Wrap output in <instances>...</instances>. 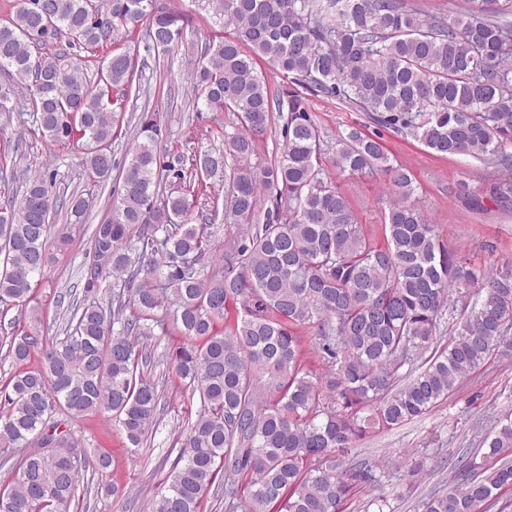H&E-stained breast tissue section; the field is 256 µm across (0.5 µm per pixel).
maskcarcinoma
Returning a JSON list of instances; mask_svg holds the SVG:
<instances>
[{"label":"carcinoma","mask_w":512,"mask_h":512,"mask_svg":"<svg viewBox=\"0 0 512 512\" xmlns=\"http://www.w3.org/2000/svg\"><path fill=\"white\" fill-rule=\"evenodd\" d=\"M202 2L228 34L201 48L194 84L208 111L231 112L238 126L223 147L194 151L164 195L159 129L143 117L123 191L92 232L83 303L68 308L61 337L9 339L6 357L21 370L0 410V466L12 474L0 512H71L82 476L111 465L77 452L71 423L90 414L112 413L139 447L158 393L140 372L137 341L167 321L183 337L172 370L199 408L145 512H200L215 485L224 512H345L381 480L373 465L346 464L357 442L429 412L494 353L512 354V271L477 278L424 222L410 175L390 164L381 137L352 129L328 139L303 96L370 112L441 156L512 170L503 151L512 142V19L485 8L425 19L400 0ZM183 21L167 0H15L0 23V112L25 93L43 135L84 141L85 172L103 181L117 111L142 78L130 48L112 45L140 37L166 54ZM62 37L89 56L32 60L31 48ZM98 50L106 56L93 85L85 70ZM261 61L287 83L288 99L280 156L267 165L254 162L272 112ZM333 169L389 176L380 234L359 223ZM216 180L224 220L253 225L222 250L197 223ZM54 186L29 176L18 204L0 208L3 305L34 299L54 243L51 214L84 215V198L65 201ZM112 280L124 286L105 305L98 292ZM128 306L136 317H123ZM446 315L456 318L447 341ZM429 351L406 378L402 369ZM481 447L502 462L431 494L424 512H478L512 488V416Z\"/></svg>","instance_id":"carcinoma-1"}]
</instances>
